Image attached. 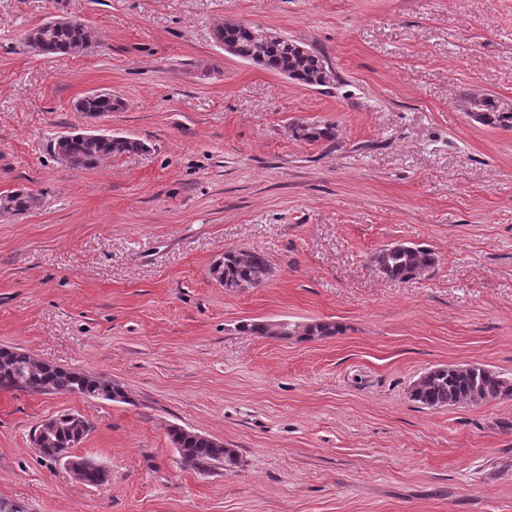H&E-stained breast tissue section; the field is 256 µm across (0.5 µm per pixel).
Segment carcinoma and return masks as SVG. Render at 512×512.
Here are the masks:
<instances>
[{
  "label": "carcinoma",
  "instance_id": "carcinoma-1",
  "mask_svg": "<svg viewBox=\"0 0 512 512\" xmlns=\"http://www.w3.org/2000/svg\"><path fill=\"white\" fill-rule=\"evenodd\" d=\"M217 43L228 41L237 48L238 58L260 65L276 73L286 72L293 82L306 87H325L333 81L323 57L310 50L298 53L294 41L286 36L277 40L262 37V30L232 21L215 29ZM90 40V33L83 25H59L52 28L40 26L30 31L26 46L39 55L78 52ZM479 101L480 124L483 126L512 129V107L506 109L502 102L490 94H468L464 104ZM122 106L120 100L108 97L81 98L76 109L87 115L98 112H115ZM295 135L302 140L331 141L333 127L327 125L294 126ZM145 144L126 136H114L97 143L73 139L62 143L53 139L50 149L57 157L75 169H89L100 160L138 152ZM39 198L23 190L0 194V211L23 215L37 207ZM436 262L432 250L416 244L402 248L385 247L376 252L373 263L384 278L395 282H408L428 272ZM271 266L266 255L257 250H240L224 254V262L214 267L216 280L228 290L243 284L258 283L268 279ZM295 327L287 323L276 332L263 321H249L238 326L242 333L288 340ZM340 333L333 323L315 322L306 325L305 335L317 339L333 337ZM0 388L22 389L36 394L78 395L118 403H130L125 387L108 377L94 372H81L39 361L17 347L0 346ZM477 396L482 401L512 397V382L501 375L478 365L439 366L423 373L411 394L413 401L427 407L440 408L463 405ZM91 431L86 419L72 420V414L61 413L51 421L38 426L31 437L39 456L53 463L75 458L72 444L78 442L80 430ZM181 461L200 472L211 473L224 466H235L238 453L234 448L218 446L210 438L197 432L172 426L169 428ZM79 464L71 468L78 480L87 485H99L107 480L106 469L96 461L80 457Z\"/></svg>",
  "mask_w": 512,
  "mask_h": 512
}]
</instances>
